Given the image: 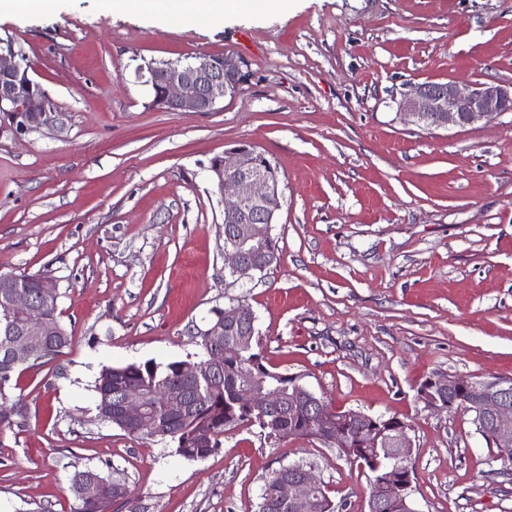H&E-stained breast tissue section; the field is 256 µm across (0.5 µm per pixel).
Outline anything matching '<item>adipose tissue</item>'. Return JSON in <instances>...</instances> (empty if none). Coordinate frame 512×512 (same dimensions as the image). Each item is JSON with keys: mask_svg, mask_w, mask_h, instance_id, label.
Returning a JSON list of instances; mask_svg holds the SVG:
<instances>
[{"mask_svg": "<svg viewBox=\"0 0 512 512\" xmlns=\"http://www.w3.org/2000/svg\"><path fill=\"white\" fill-rule=\"evenodd\" d=\"M109 9L158 13L175 22H209L235 11H281L283 0H102Z\"/></svg>", "mask_w": 512, "mask_h": 512, "instance_id": "1", "label": "adipose tissue"}]
</instances>
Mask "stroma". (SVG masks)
<instances>
[{"label":"stroma","instance_id":"35a3bbf8","mask_svg":"<svg viewBox=\"0 0 512 512\" xmlns=\"http://www.w3.org/2000/svg\"><path fill=\"white\" fill-rule=\"evenodd\" d=\"M0 43L66 112L63 130L0 124V274H42L71 343L23 371L22 429L0 432V512H72L68 477L121 473L142 512H256L272 471L310 465L336 512H366V474L316 440L225 432L202 460L97 418L103 367L197 353L216 309L256 316L267 367L334 409L409 426L417 512H512V470L426 378L512 377V112L427 130L414 85L512 81V0H289L284 12L178 26L100 0L0 15ZM221 54L246 78L211 112L152 108L145 62ZM278 167L280 260L224 270L215 156Z\"/></svg>","mask_w":512,"mask_h":512}]
</instances>
